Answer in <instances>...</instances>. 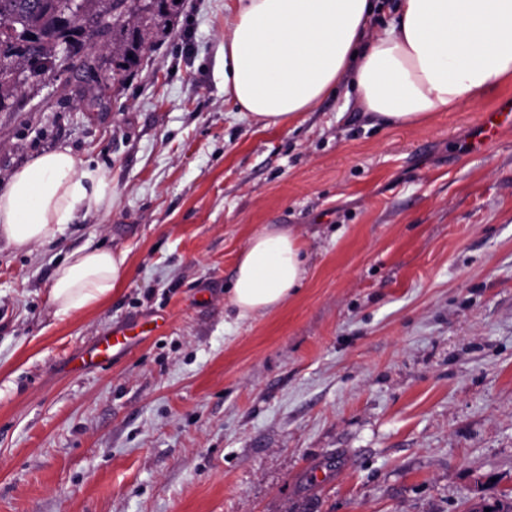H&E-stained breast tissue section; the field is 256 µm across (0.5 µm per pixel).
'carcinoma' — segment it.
I'll return each instance as SVG.
<instances>
[{
	"label": "carcinoma",
	"instance_id": "carcinoma-1",
	"mask_svg": "<svg viewBox=\"0 0 512 512\" xmlns=\"http://www.w3.org/2000/svg\"><path fill=\"white\" fill-rule=\"evenodd\" d=\"M111 4L112 18L122 16L126 0H0V109L22 93V87L64 72L65 61L79 54L77 44L84 29L71 27L68 17L82 11L91 32ZM145 37L135 27L112 42L117 70L135 61L144 48Z\"/></svg>",
	"mask_w": 512,
	"mask_h": 512
}]
</instances>
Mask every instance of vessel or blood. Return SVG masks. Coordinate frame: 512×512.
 Listing matches in <instances>:
<instances>
[{
    "instance_id": "1",
    "label": "vessel or blood",
    "mask_w": 512,
    "mask_h": 512,
    "mask_svg": "<svg viewBox=\"0 0 512 512\" xmlns=\"http://www.w3.org/2000/svg\"><path fill=\"white\" fill-rule=\"evenodd\" d=\"M512 128V107L500 106L482 116L477 147H485L506 129ZM161 328L157 319L150 318L113 329L110 335L103 336L88 349L74 356L71 360L75 370L89 366L101 367L111 364L120 355L131 352L140 342L155 335Z\"/></svg>"
}]
</instances>
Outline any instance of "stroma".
Here are the masks:
<instances>
[{"label": "stroma", "mask_w": 512, "mask_h": 512, "mask_svg": "<svg viewBox=\"0 0 512 512\" xmlns=\"http://www.w3.org/2000/svg\"><path fill=\"white\" fill-rule=\"evenodd\" d=\"M25 87L0 110V190L66 149L109 209L56 240H0V512H481L512 501V130L475 149L512 82L426 126L364 113L349 80L295 128L224 102V0H176L136 64ZM267 224L306 252L264 316L228 305ZM127 255L97 307L59 319L74 250ZM162 334L110 366L71 358L125 323Z\"/></svg>", "instance_id": "35a3bbf8"}]
</instances>
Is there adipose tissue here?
<instances>
[{
    "label": "adipose tissue",
    "instance_id": "ef3b65f1",
    "mask_svg": "<svg viewBox=\"0 0 512 512\" xmlns=\"http://www.w3.org/2000/svg\"><path fill=\"white\" fill-rule=\"evenodd\" d=\"M371 0H225L224 101L261 129L285 128L351 79L362 110L402 127L484 101L512 81V0H399L382 30ZM112 181L66 150L34 156L0 191V238L24 250L55 237L77 212L112 205ZM299 237L268 224L239 254L229 302L263 315L306 274ZM126 255L69 254L51 277L57 317L97 306L122 283Z\"/></svg>",
    "mask_w": 512,
    "mask_h": 512
}]
</instances>
